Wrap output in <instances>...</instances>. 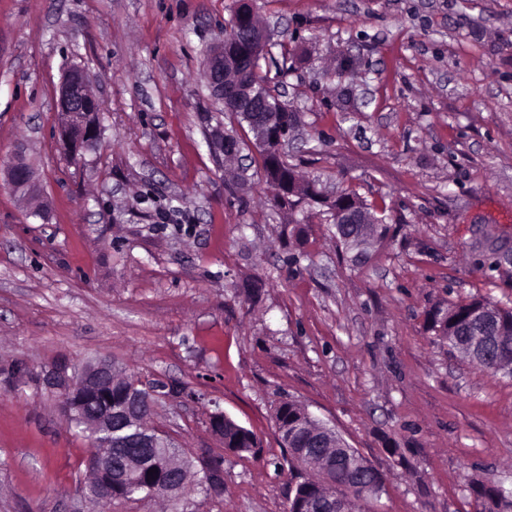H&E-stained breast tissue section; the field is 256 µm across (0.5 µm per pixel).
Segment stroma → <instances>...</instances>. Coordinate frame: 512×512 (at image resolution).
<instances>
[{"instance_id": "1", "label": "stroma", "mask_w": 512, "mask_h": 512, "mask_svg": "<svg viewBox=\"0 0 512 512\" xmlns=\"http://www.w3.org/2000/svg\"><path fill=\"white\" fill-rule=\"evenodd\" d=\"M239 0H0V161L23 145L47 219L0 186V512H84L93 451L44 369L107 358L160 383L154 426L221 486L188 512H285L274 408L304 404L384 476L374 512H480L512 489V379L432 342L439 300L512 306V0H255L305 179L386 204L364 262L322 205L274 208L247 126L202 79ZM84 68L101 137L70 161L57 87ZM236 131L242 159L214 135ZM221 411L259 446L225 451ZM477 500L480 501L482 512L512 511V496L509 499L500 497L491 485L477 484L474 488Z\"/></svg>"}]
</instances>
